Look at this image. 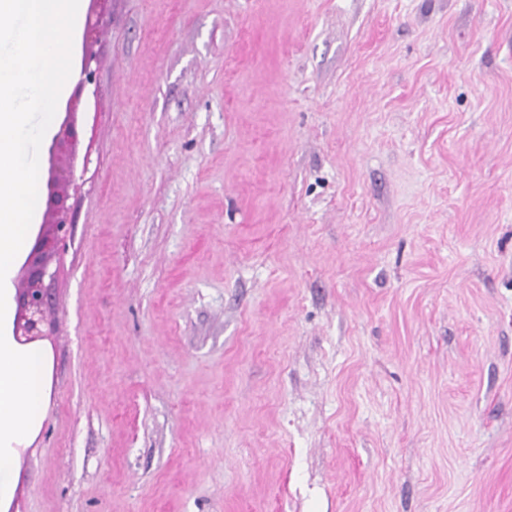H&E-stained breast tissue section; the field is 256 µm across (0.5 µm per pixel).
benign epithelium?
<instances>
[{
    "label": "benign epithelium",
    "instance_id": "7a95c632",
    "mask_svg": "<svg viewBox=\"0 0 512 512\" xmlns=\"http://www.w3.org/2000/svg\"><path fill=\"white\" fill-rule=\"evenodd\" d=\"M103 23L96 17L83 33V57L79 86L92 82L91 63L96 59L94 46ZM80 97L67 106L68 112L49 147V198L46 218L39 225L35 242L22 264L16 284L17 315L13 323V338L20 345H28L48 335V293L45 279L51 276L50 266L71 225L68 205L73 186L71 158L76 147V131L70 116L75 114Z\"/></svg>",
    "mask_w": 512,
    "mask_h": 512
}]
</instances>
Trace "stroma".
<instances>
[{
  "instance_id": "1",
  "label": "stroma",
  "mask_w": 512,
  "mask_h": 512,
  "mask_svg": "<svg viewBox=\"0 0 512 512\" xmlns=\"http://www.w3.org/2000/svg\"><path fill=\"white\" fill-rule=\"evenodd\" d=\"M83 12L0 512H512V0ZM103 23L101 16L96 17L94 22H91L84 30L83 33V57H82V68L81 78L79 80V86L81 89L85 85L91 84L93 79L94 70H91V63L96 59V53L94 52V46L98 41L99 29ZM80 101L78 95L67 106L69 112L54 135L49 147V198L46 218L39 225L35 242L22 264L16 284L17 315L13 323V338L19 345H28L48 336V293L45 279L69 226L68 200L73 186L71 158L76 147V131L70 116Z\"/></svg>"
}]
</instances>
